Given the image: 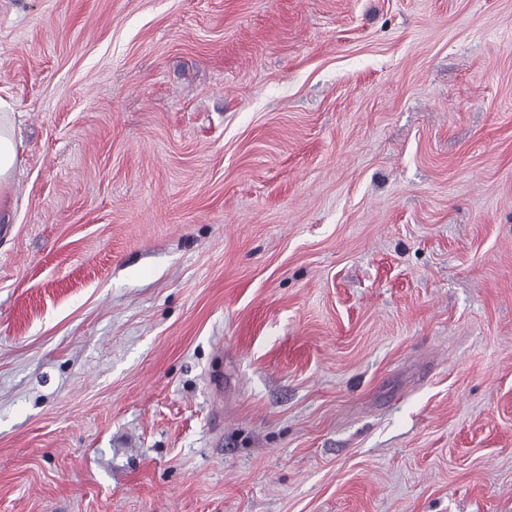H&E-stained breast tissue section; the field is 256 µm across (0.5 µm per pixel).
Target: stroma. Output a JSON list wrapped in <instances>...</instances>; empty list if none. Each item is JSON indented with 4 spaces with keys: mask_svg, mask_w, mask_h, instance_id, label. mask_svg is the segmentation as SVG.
<instances>
[{
    "mask_svg": "<svg viewBox=\"0 0 512 512\" xmlns=\"http://www.w3.org/2000/svg\"><path fill=\"white\" fill-rule=\"evenodd\" d=\"M0 512H512V0H0ZM17 160L16 145L8 128L0 127V196L9 188L10 176Z\"/></svg>",
    "mask_w": 512,
    "mask_h": 512,
    "instance_id": "35a3bbf8",
    "label": "stroma"
}]
</instances>
